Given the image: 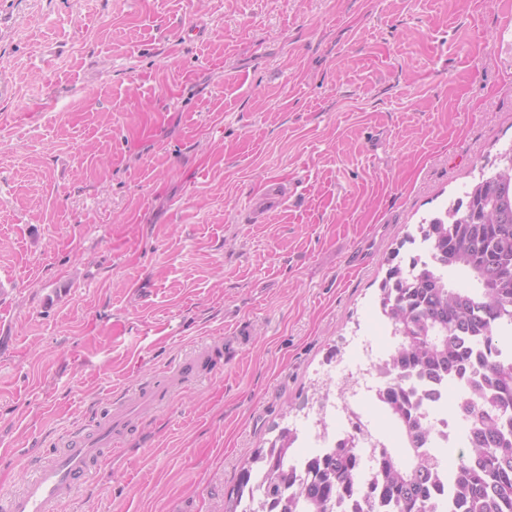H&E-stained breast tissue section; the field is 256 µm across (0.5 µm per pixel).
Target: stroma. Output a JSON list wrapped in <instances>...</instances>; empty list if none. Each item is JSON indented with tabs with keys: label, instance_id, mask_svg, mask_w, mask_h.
Returning <instances> with one entry per match:
<instances>
[{
	"label": "stroma",
	"instance_id": "35a3bbf8",
	"mask_svg": "<svg viewBox=\"0 0 512 512\" xmlns=\"http://www.w3.org/2000/svg\"><path fill=\"white\" fill-rule=\"evenodd\" d=\"M505 0H0V498L175 360L61 512H224L512 147Z\"/></svg>",
	"mask_w": 512,
	"mask_h": 512
}]
</instances>
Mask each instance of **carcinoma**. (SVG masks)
I'll use <instances>...</instances> for the list:
<instances>
[{
    "label": "carcinoma",
    "instance_id": "carcinoma-1",
    "mask_svg": "<svg viewBox=\"0 0 512 512\" xmlns=\"http://www.w3.org/2000/svg\"><path fill=\"white\" fill-rule=\"evenodd\" d=\"M418 239L429 258L391 266L379 288L380 312L397 338L393 381L380 401L403 432L406 455L371 441L373 480L363 484L356 436L298 473L297 432L286 426L243 463L224 512H334L349 500L363 501V512H512V148L406 241ZM450 269L472 287L450 286ZM458 378L466 390L444 507L435 500L443 461L425 402Z\"/></svg>",
    "mask_w": 512,
    "mask_h": 512
}]
</instances>
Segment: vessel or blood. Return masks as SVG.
<instances>
[{"label":"vessel or blood","instance_id":"1","mask_svg":"<svg viewBox=\"0 0 512 512\" xmlns=\"http://www.w3.org/2000/svg\"><path fill=\"white\" fill-rule=\"evenodd\" d=\"M193 359L169 368L168 376L152 377L122 393L111 413L71 431L55 456L39 461L36 473L18 494L0 499V512H57L74 499L105 458L123 449L131 428L144 416L158 412L170 399L173 386L192 378Z\"/></svg>","mask_w":512,"mask_h":512}]
</instances>
